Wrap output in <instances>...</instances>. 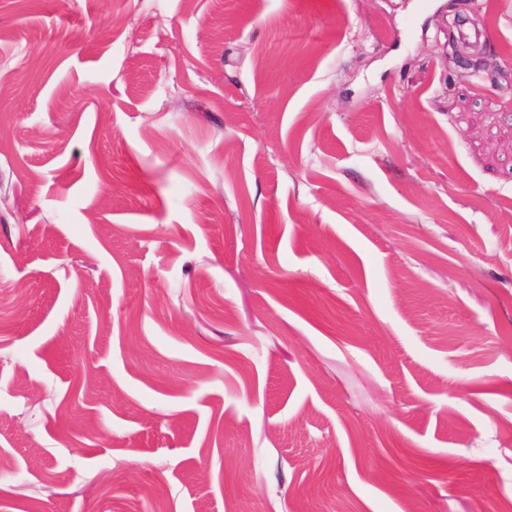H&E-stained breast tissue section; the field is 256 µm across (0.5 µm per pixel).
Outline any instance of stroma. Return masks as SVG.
<instances>
[{
    "mask_svg": "<svg viewBox=\"0 0 512 512\" xmlns=\"http://www.w3.org/2000/svg\"><path fill=\"white\" fill-rule=\"evenodd\" d=\"M504 497L512 0H0V512Z\"/></svg>",
    "mask_w": 512,
    "mask_h": 512,
    "instance_id": "obj_1",
    "label": "stroma"
}]
</instances>
